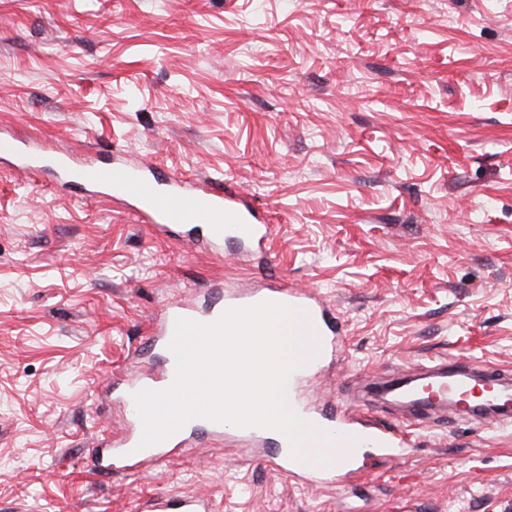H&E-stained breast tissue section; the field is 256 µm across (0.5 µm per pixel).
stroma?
<instances>
[{
  "label": "stroma",
  "instance_id": "35a3bbf8",
  "mask_svg": "<svg viewBox=\"0 0 512 512\" xmlns=\"http://www.w3.org/2000/svg\"><path fill=\"white\" fill-rule=\"evenodd\" d=\"M46 155L125 147L247 194L252 267L159 237L110 196L0 162V512H512V427H414L348 494L298 488L224 442L93 473L162 307L283 278L337 313L311 395L452 358L512 378V0H0V130ZM140 512H215V504L203 496L150 494L140 503Z\"/></svg>",
  "mask_w": 512,
  "mask_h": 512
}]
</instances>
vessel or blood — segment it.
I'll return each mask as SVG.
<instances>
[{
  "label": "vessel or blood",
  "mask_w": 512,
  "mask_h": 512,
  "mask_svg": "<svg viewBox=\"0 0 512 512\" xmlns=\"http://www.w3.org/2000/svg\"><path fill=\"white\" fill-rule=\"evenodd\" d=\"M53 164L69 181L133 202L137 211L148 217L157 230L177 242L197 244L217 256L223 254L228 243L249 255L263 258L268 255L274 227L262 223L236 190L218 189L206 180L191 181L178 176L159 183L147 174L144 165L128 161L121 149L113 151L109 158L84 163L57 155ZM267 301L301 310L305 323L312 327L317 338L319 362L338 359L341 331L333 309L312 290L273 279L263 287L241 288L216 300L170 302L150 327L151 346L161 352L163 364L147 368L125 382L122 390L125 403L133 404L134 393L141 389L161 390L173 382L176 362L169 345L176 319L211 324L228 309ZM447 366L444 360L436 364L440 374L433 388L441 398H453L460 406L479 390L491 401H512V384L501 382L495 369L488 368L473 375L448 371ZM305 375L302 369L292 373L284 398L298 417L315 426L320 436L325 437L324 448L331 457L328 464L314 465L293 459L289 441L280 431L258 426L230 428L202 418L189 421L167 440L142 449L138 446L142 424L136 418L120 437L102 438L95 469L107 474L121 473L170 459L181 454L189 439L200 430L214 438H225L248 447L251 457L295 484L341 492L355 478L373 474L380 463L409 455L413 443L404 424L383 421L368 410L351 413L311 403L301 392ZM390 390L396 399L416 403L419 409L430 406L420 386L410 381L392 379ZM140 512H215V505L198 495L151 494L143 498Z\"/></svg>",
  "instance_id": "1"
}]
</instances>
